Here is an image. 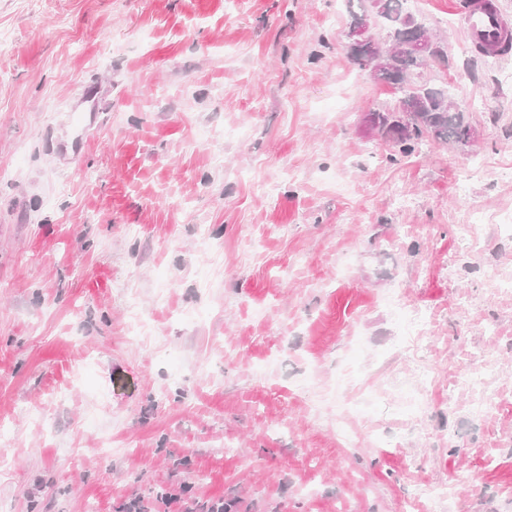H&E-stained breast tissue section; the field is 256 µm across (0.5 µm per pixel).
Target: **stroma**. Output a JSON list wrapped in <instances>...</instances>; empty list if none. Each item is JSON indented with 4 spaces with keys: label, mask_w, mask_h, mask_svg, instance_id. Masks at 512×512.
<instances>
[{
    "label": "stroma",
    "mask_w": 512,
    "mask_h": 512,
    "mask_svg": "<svg viewBox=\"0 0 512 512\" xmlns=\"http://www.w3.org/2000/svg\"><path fill=\"white\" fill-rule=\"evenodd\" d=\"M418 2L448 61L413 79L466 108L469 150L364 133L399 93L351 62L345 0H0V512H402L448 480L450 512H512V295L487 277H512V50L468 44L464 0ZM392 292L431 316L421 411ZM488 346L475 421L440 389ZM73 112H78L80 114L79 119L71 127L73 129L76 142H78L87 136L100 114L95 94L85 93L82 95L80 97L79 104L73 108Z\"/></svg>",
    "instance_id": "35a3bbf8"
}]
</instances>
